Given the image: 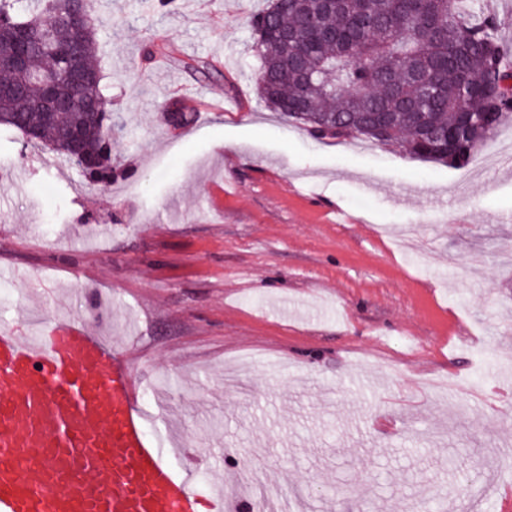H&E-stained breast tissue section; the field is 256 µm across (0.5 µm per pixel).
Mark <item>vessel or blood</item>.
Wrapping results in <instances>:
<instances>
[{
  "instance_id": "1",
  "label": "vessel or blood",
  "mask_w": 512,
  "mask_h": 512,
  "mask_svg": "<svg viewBox=\"0 0 512 512\" xmlns=\"http://www.w3.org/2000/svg\"><path fill=\"white\" fill-rule=\"evenodd\" d=\"M139 363L71 318L0 325V512H241L138 405Z\"/></svg>"
}]
</instances>
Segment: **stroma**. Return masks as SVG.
Masks as SVG:
<instances>
[{"mask_svg": "<svg viewBox=\"0 0 512 512\" xmlns=\"http://www.w3.org/2000/svg\"><path fill=\"white\" fill-rule=\"evenodd\" d=\"M266 4L91 0L112 177L0 131V323L94 291L145 410L206 438L208 481L260 460L284 512L512 499V127L463 167L315 138L258 98Z\"/></svg>", "mask_w": 512, "mask_h": 512, "instance_id": "1", "label": "stroma"}]
</instances>
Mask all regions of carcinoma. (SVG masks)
Wrapping results in <instances>:
<instances>
[{"instance_id": "1", "label": "carcinoma", "mask_w": 512, "mask_h": 512, "mask_svg": "<svg viewBox=\"0 0 512 512\" xmlns=\"http://www.w3.org/2000/svg\"><path fill=\"white\" fill-rule=\"evenodd\" d=\"M0 0V127L47 144L88 174L112 176V103L104 93L96 24L87 0ZM49 16L80 29L85 82L60 78L74 37L63 23L55 49L37 44ZM260 59V101L319 139L364 137L410 155L460 166L512 121V45L483 0H281L251 21ZM24 42V66L11 52ZM41 77L73 101L45 114ZM78 148L82 157L74 155Z\"/></svg>"}]
</instances>
